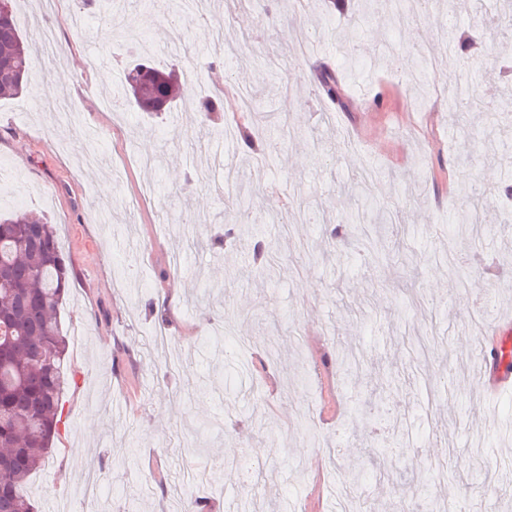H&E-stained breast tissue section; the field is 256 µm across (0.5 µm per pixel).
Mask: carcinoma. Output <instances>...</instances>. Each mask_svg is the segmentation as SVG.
Returning <instances> with one entry per match:
<instances>
[{"mask_svg":"<svg viewBox=\"0 0 512 512\" xmlns=\"http://www.w3.org/2000/svg\"><path fill=\"white\" fill-rule=\"evenodd\" d=\"M149 63L142 57L123 70L118 95L142 112L153 111L157 96L170 105L181 93L172 72L155 85L147 77ZM30 70L31 47L11 10L0 17V98L17 95ZM480 88L474 69L458 85L451 106L472 104ZM470 199L451 223H479L485 197ZM68 288V261L55 225L35 212L0 213V512H37L27 485L59 433L67 339L58 314Z\"/></svg>","mask_w":512,"mask_h":512,"instance_id":"1","label":"carcinoma"}]
</instances>
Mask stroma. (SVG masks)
<instances>
[{
    "label": "stroma",
    "mask_w": 512,
    "mask_h": 512,
    "mask_svg": "<svg viewBox=\"0 0 512 512\" xmlns=\"http://www.w3.org/2000/svg\"><path fill=\"white\" fill-rule=\"evenodd\" d=\"M39 4L18 0L17 26L53 27L57 51L36 50L34 79L0 100L16 208L48 215L69 260L59 319L72 378L29 484L39 512H229L246 496L257 512H337L345 487L349 512H426L431 499L442 512H512V391L487 392L477 357L512 329V223L487 205L485 246L448 222L464 186L512 182L503 0L409 26L377 2L213 0L204 20L126 10L157 65L197 75L186 101L142 121L113 105L131 58L118 31L102 36L92 13L75 31L73 0L50 15ZM461 30L484 37L485 54L449 61ZM392 46L409 75L419 55L437 61L427 97L392 76ZM474 66L485 104L464 115L446 90ZM102 69L109 82L93 80ZM221 85L248 88L261 120L198 112ZM234 124L259 132V151ZM93 148L106 165L80 163ZM365 194L391 217L370 229L377 259L341 220ZM182 220L208 238L229 224L262 233L190 249ZM259 239L275 243L273 273L252 264ZM346 345L363 355L362 386L336 369Z\"/></svg>",
    "instance_id": "stroma-1"
}]
</instances>
